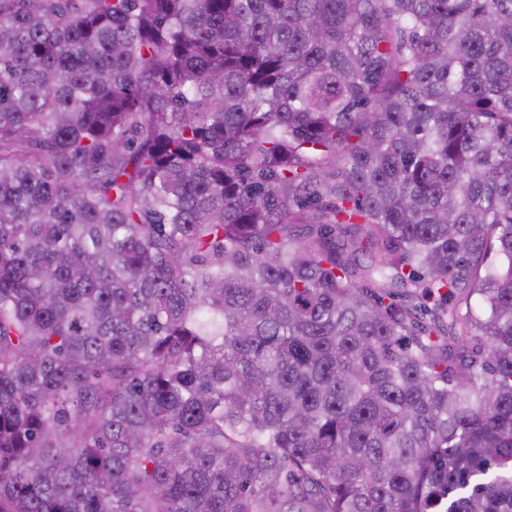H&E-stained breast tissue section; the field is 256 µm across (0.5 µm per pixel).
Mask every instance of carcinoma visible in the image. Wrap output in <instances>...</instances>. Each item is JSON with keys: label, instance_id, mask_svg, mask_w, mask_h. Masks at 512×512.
Masks as SVG:
<instances>
[{"label": "carcinoma", "instance_id": "cac0c4a2", "mask_svg": "<svg viewBox=\"0 0 512 512\" xmlns=\"http://www.w3.org/2000/svg\"><path fill=\"white\" fill-rule=\"evenodd\" d=\"M0 512H512V0H0Z\"/></svg>", "mask_w": 512, "mask_h": 512}]
</instances>
